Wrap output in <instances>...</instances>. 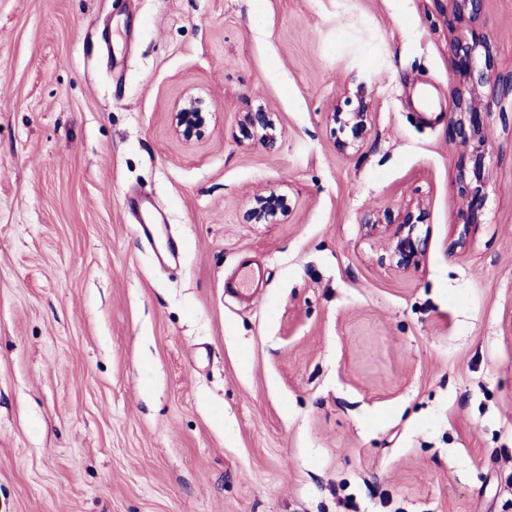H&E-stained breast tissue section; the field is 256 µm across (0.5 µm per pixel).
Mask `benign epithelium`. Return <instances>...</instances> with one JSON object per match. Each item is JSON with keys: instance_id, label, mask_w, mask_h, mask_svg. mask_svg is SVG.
Segmentation results:
<instances>
[{"instance_id": "benign-epithelium-1", "label": "benign epithelium", "mask_w": 512, "mask_h": 512, "mask_svg": "<svg viewBox=\"0 0 512 512\" xmlns=\"http://www.w3.org/2000/svg\"><path fill=\"white\" fill-rule=\"evenodd\" d=\"M454 12L470 21L476 20L482 10L483 0H452ZM478 43L465 39L453 42V71L449 85L459 111L458 134L460 144L472 149L476 158L483 157L486 139L481 131V114L490 110L494 99L500 94L512 95V75L507 79L490 81L488 76L477 70L476 49ZM199 99L191 94L183 97L174 106L173 118L175 131L187 140H203L207 136L204 119L198 107ZM369 104L364 96H357V107L351 112H332V120L351 130L352 138L339 142V148L347 151L354 148L363 139L367 131ZM241 125L247 133L262 130L261 141L270 151L277 148L283 132L277 126L274 114L262 109L247 111L241 115ZM286 201L283 196L271 192L258 194L244 212V220L251 224H268L279 214L285 212ZM426 216V210L418 205L408 208L399 216L395 228L383 225L378 220H370L366 228L371 231L380 229L389 233L391 239V258L399 270H407L420 265L427 253L426 239L416 234L417 223Z\"/></svg>"}]
</instances>
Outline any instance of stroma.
<instances>
[{"mask_svg": "<svg viewBox=\"0 0 512 512\" xmlns=\"http://www.w3.org/2000/svg\"><path fill=\"white\" fill-rule=\"evenodd\" d=\"M450 17L0 0V512H512V97L484 159L454 145ZM474 30L478 69L512 74V0ZM359 92L368 134L344 153L329 114ZM188 93L201 141L174 130ZM258 108L276 151L241 143ZM269 191L287 216L244 223ZM417 203L428 252L399 271L363 222ZM247 258L264 281L241 303L224 281ZM241 125L244 130L252 135V131L262 130L264 135L261 141L266 149L274 151L279 141L282 139L283 132L277 126L274 114L262 109L256 111L243 112L241 115ZM124 206L136 215L139 235L153 242L157 224H161L162 215L154 210L143 197L129 196L124 199Z\"/></svg>", "mask_w": 512, "mask_h": 512, "instance_id": "35a3bbf8", "label": "stroma"}]
</instances>
